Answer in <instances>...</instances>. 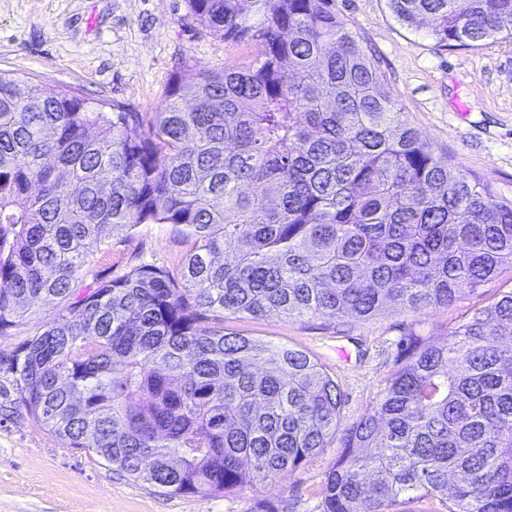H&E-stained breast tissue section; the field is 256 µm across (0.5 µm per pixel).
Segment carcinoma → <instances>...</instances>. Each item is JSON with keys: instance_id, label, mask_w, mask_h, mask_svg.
<instances>
[{"instance_id": "obj_1", "label": "carcinoma", "mask_w": 512, "mask_h": 512, "mask_svg": "<svg viewBox=\"0 0 512 512\" xmlns=\"http://www.w3.org/2000/svg\"><path fill=\"white\" fill-rule=\"evenodd\" d=\"M440 47L512 39V0H389ZM253 65L186 68L155 112H108L0 72V356L33 420L169 495L258 489L335 441L320 512H512V291L411 336L366 413L307 353L224 317L367 319L448 307L512 272V198L454 172L403 118L332 0H188ZM170 224L144 261L77 291L107 236ZM341 437H336L337 432ZM66 302L56 303L50 306L35 305L33 310L35 314L27 319L23 324L14 328L9 335L0 336V356H7L20 343L26 339L36 336L43 331L45 326L64 313ZM448 501L446 497L437 495L423 497L397 506L399 512H448L443 504Z\"/></svg>"}]
</instances>
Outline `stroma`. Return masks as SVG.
<instances>
[{
  "instance_id": "1",
  "label": "stroma",
  "mask_w": 512,
  "mask_h": 512,
  "mask_svg": "<svg viewBox=\"0 0 512 512\" xmlns=\"http://www.w3.org/2000/svg\"><path fill=\"white\" fill-rule=\"evenodd\" d=\"M357 31L404 117L453 170L512 197V41L446 49L427 30H412L389 0H334ZM255 42L237 43L202 26L187 0H0V70L90 102L152 112L183 66L219 72L247 67ZM189 248L172 226L141 225L96 251L87 281L122 274L143 259L175 266ZM485 293L425 314L388 309L366 320L323 317L230 319L224 329L306 352L326 366L343 394L344 424L358 420L392 372L408 335L442 341L448 329L484 304ZM63 304L36 306L9 335L0 356L38 335ZM338 448L323 449L286 479L259 491L166 495L134 481L84 448H66L37 424L10 373L0 370V512H319L325 474Z\"/></svg>"
}]
</instances>
